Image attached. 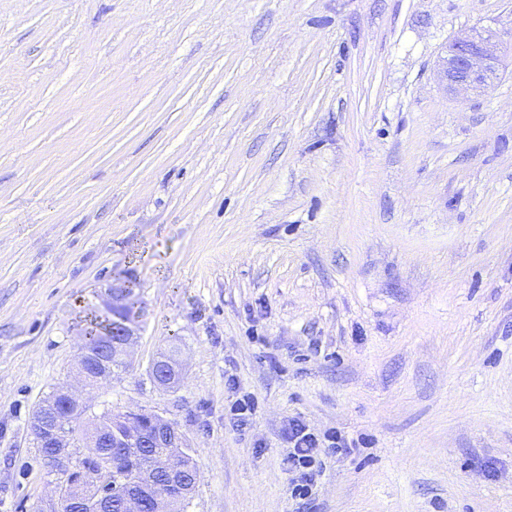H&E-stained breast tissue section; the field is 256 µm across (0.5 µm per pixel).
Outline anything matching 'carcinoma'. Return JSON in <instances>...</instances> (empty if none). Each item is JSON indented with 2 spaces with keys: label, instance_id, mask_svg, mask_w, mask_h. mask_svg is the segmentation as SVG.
Instances as JSON below:
<instances>
[{
  "label": "carcinoma",
  "instance_id": "obj_1",
  "mask_svg": "<svg viewBox=\"0 0 512 512\" xmlns=\"http://www.w3.org/2000/svg\"><path fill=\"white\" fill-rule=\"evenodd\" d=\"M139 310L133 288H128L125 306L114 310L110 315L93 314L89 317L83 334V344L92 354V359L84 361V369L93 379L112 380V375L125 366L118 357L114 343L120 337L112 335V323L127 318ZM41 403L47 405L46 413L57 422L63 435L69 436L77 444H85L86 451L70 449V465L62 467L57 476V483L64 488L65 497L71 501V510L77 512L87 501L96 499L103 503L102 512H124L123 500L128 493L127 480L134 475L149 474L155 483L161 485L158 496L171 497L172 512H185L188 497L195 491L197 484L198 463L188 448H171L169 444L146 442L135 458L126 456L122 449L121 435L127 427L120 424L112 426V416L100 415L87 418L86 411L77 410L66 405L61 396H47ZM170 458L183 472L182 491H168L162 488L166 483L164 471L155 468L160 458ZM87 468L98 474V480L87 483L84 480L71 479V470Z\"/></svg>",
  "mask_w": 512,
  "mask_h": 512
}]
</instances>
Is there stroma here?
Returning a JSON list of instances; mask_svg holds the SVG:
<instances>
[{
    "mask_svg": "<svg viewBox=\"0 0 512 512\" xmlns=\"http://www.w3.org/2000/svg\"><path fill=\"white\" fill-rule=\"evenodd\" d=\"M474 28L504 69L447 89ZM115 277L140 336L89 414L186 435V512H307L292 418L355 445L314 512H512V0H0V512Z\"/></svg>",
    "mask_w": 512,
    "mask_h": 512,
    "instance_id": "stroma-1",
    "label": "stroma"
}]
</instances>
